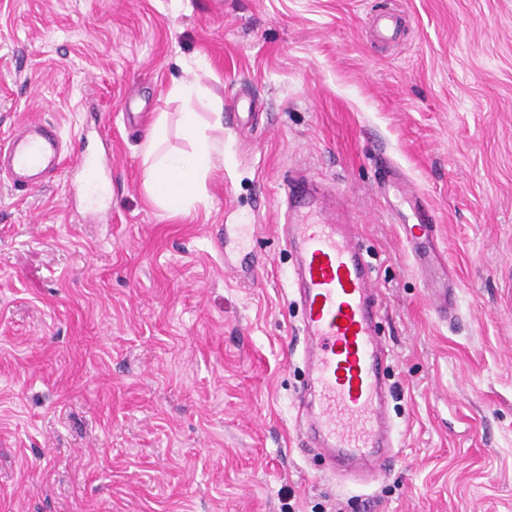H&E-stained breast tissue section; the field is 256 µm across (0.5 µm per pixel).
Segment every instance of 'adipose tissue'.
<instances>
[{
	"label": "adipose tissue",
	"mask_w": 512,
	"mask_h": 512,
	"mask_svg": "<svg viewBox=\"0 0 512 512\" xmlns=\"http://www.w3.org/2000/svg\"><path fill=\"white\" fill-rule=\"evenodd\" d=\"M171 93L184 104L179 125L191 149L187 152L163 150L165 121L157 119L143 143L144 185L157 206L180 212L206 203V180L224 162V124L220 101L211 99L209 91L199 83L178 82ZM202 99L209 100L212 109L207 121L193 108L194 101Z\"/></svg>",
	"instance_id": "ef3b65f1"
}]
</instances>
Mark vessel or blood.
<instances>
[{
	"instance_id": "b4317fda",
	"label": "vessel or blood",
	"mask_w": 512,
	"mask_h": 512,
	"mask_svg": "<svg viewBox=\"0 0 512 512\" xmlns=\"http://www.w3.org/2000/svg\"><path fill=\"white\" fill-rule=\"evenodd\" d=\"M62 151L54 129L38 120L25 122L21 133L0 143V175H7L10 190L30 189L59 169ZM379 187L402 203L395 220L425 275L434 313L452 319L455 286L434 248V215L390 161L381 163ZM327 209L321 198L315 210H292L286 227L296 255L306 337L307 374L296 398L299 431L317 454L340 468L368 462L383 471L397 456L384 409L388 355L376 329L380 292L355 226L320 222Z\"/></svg>"
}]
</instances>
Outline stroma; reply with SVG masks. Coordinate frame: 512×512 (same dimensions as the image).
Here are the masks:
<instances>
[{"label": "stroma", "instance_id": "1", "mask_svg": "<svg viewBox=\"0 0 512 512\" xmlns=\"http://www.w3.org/2000/svg\"><path fill=\"white\" fill-rule=\"evenodd\" d=\"M408 27L384 45L370 17ZM222 102L209 203L156 206L141 146L174 82ZM55 124L98 162L0 185V512H512V0H0V141ZM433 207L441 322L377 191ZM304 171L341 195L381 290L399 460L358 481L303 452L293 259ZM257 225L256 272L224 227Z\"/></svg>", "mask_w": 512, "mask_h": 512}]
</instances>
